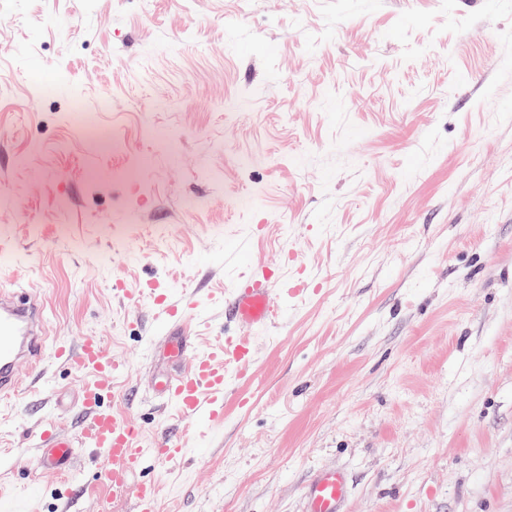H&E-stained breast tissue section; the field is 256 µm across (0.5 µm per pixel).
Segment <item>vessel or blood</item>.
I'll return each instance as SVG.
<instances>
[{"label": "vessel or blood", "mask_w": 512, "mask_h": 512, "mask_svg": "<svg viewBox=\"0 0 512 512\" xmlns=\"http://www.w3.org/2000/svg\"><path fill=\"white\" fill-rule=\"evenodd\" d=\"M274 283L271 266L261 263L231 278L224 295V334L197 356L191 353L195 327L210 318L202 298L188 290L152 289L154 326L148 348H164L181 362L180 368L154 375V400L189 421L223 422L230 384L254 376L253 332L281 323L279 295L304 296L312 285L310 279L297 277L281 291ZM45 322L40 290L12 282L0 284V400L18 396L25 383H38L50 359L79 375L75 406L84 416L79 435L65 436L53 421H42L37 432L40 471L68 482L81 450L90 449L110 462L103 479L118 496L132 475L149 466L159 470L179 463L188 455L186 440L161 433L146 441L143 427L109 404L125 367L107 358L98 339L86 337L74 344L48 335ZM25 369L30 372L26 379L21 376ZM350 496L342 470L319 469L304 492V512H347ZM136 497L138 512H159L157 478L140 482Z\"/></svg>", "instance_id": "b4317fda"}]
</instances>
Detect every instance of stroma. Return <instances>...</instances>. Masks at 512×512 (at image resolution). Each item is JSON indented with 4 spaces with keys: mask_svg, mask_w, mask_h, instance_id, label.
<instances>
[{
    "mask_svg": "<svg viewBox=\"0 0 512 512\" xmlns=\"http://www.w3.org/2000/svg\"><path fill=\"white\" fill-rule=\"evenodd\" d=\"M256 224L249 261L317 290L161 512H302L325 467L348 512H512V0H0V280L125 363L148 436L189 425L151 397L145 290L221 295ZM47 385L0 409V500L137 512L99 453L67 504L18 457L77 378Z\"/></svg>",
    "mask_w": 512,
    "mask_h": 512,
    "instance_id": "35a3bbf8",
    "label": "stroma"
}]
</instances>
